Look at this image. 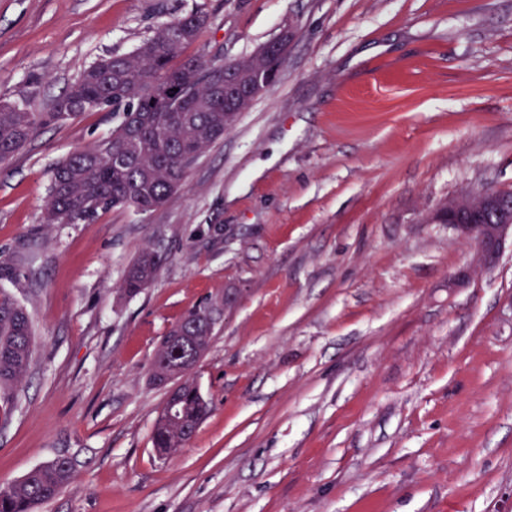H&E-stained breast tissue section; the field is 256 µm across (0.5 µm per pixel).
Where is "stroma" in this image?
Segmentation results:
<instances>
[{"label": "stroma", "mask_w": 512, "mask_h": 512, "mask_svg": "<svg viewBox=\"0 0 512 512\" xmlns=\"http://www.w3.org/2000/svg\"><path fill=\"white\" fill-rule=\"evenodd\" d=\"M195 11L208 58L295 38L163 206L44 222L53 167L108 112L0 165V251L29 256L5 288L35 337L0 485L66 456L37 512H512V249L456 283L474 250L433 219L512 189V0H0V99L48 111ZM145 250L163 263L126 296ZM217 298L193 370L210 412L158 458L152 360Z\"/></svg>", "instance_id": "35a3bbf8"}]
</instances>
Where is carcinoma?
Listing matches in <instances>:
<instances>
[{
  "label": "carcinoma",
  "instance_id": "cac0c4a2",
  "mask_svg": "<svg viewBox=\"0 0 512 512\" xmlns=\"http://www.w3.org/2000/svg\"><path fill=\"white\" fill-rule=\"evenodd\" d=\"M209 17L195 12L163 22L128 54L89 65L47 112L24 102H0V164L18 154L43 127L63 125L86 112H111L109 135L77 149L53 169L44 204V223L78 224L115 207L149 211L162 206L185 182L198 158L224 137L234 123L224 96L213 93L207 71L218 65L186 49L198 42ZM253 76L276 82L280 71L256 56L241 62ZM22 256L0 253V279L19 278ZM160 257L142 252L123 291L138 294L154 279ZM215 304L189 312L164 337L150 369V380L166 386L175 415L162 410L152 433L156 453L166 458L190 440L208 412L192 371L208 350ZM34 334L26 307L0 291V399L9 403L27 376ZM73 466L56 458L0 488V512H35L71 481Z\"/></svg>",
  "mask_w": 512,
  "mask_h": 512
}]
</instances>
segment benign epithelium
I'll list each match as a JSON object with an SVG mask.
<instances>
[{
    "mask_svg": "<svg viewBox=\"0 0 512 512\" xmlns=\"http://www.w3.org/2000/svg\"><path fill=\"white\" fill-rule=\"evenodd\" d=\"M292 40L289 30L264 44L257 54L280 59L287 55ZM219 73L224 75V89L235 102L256 99L271 88L268 82L249 79L234 59L224 61ZM500 196V190L486 188L448 201V227L474 245L476 262L484 266L496 261L507 237L512 236V211L500 209Z\"/></svg>",
    "mask_w": 512,
    "mask_h": 512,
    "instance_id": "1",
    "label": "benign epithelium"
}]
</instances>
